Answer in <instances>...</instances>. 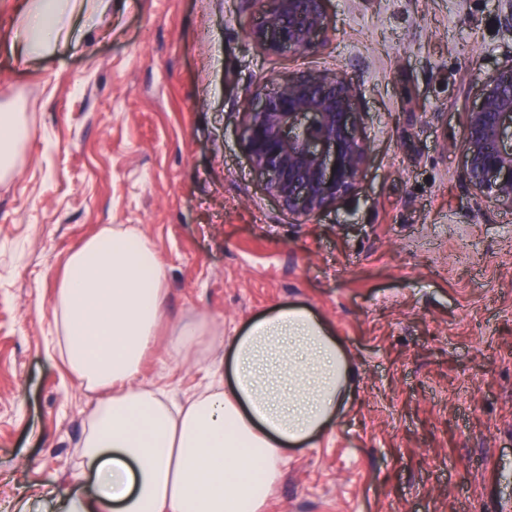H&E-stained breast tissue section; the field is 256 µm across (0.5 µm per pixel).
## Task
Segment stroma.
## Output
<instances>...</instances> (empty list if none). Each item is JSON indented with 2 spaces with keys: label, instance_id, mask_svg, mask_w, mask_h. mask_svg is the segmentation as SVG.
Masks as SVG:
<instances>
[{
  "label": "stroma",
  "instance_id": "obj_1",
  "mask_svg": "<svg viewBox=\"0 0 512 512\" xmlns=\"http://www.w3.org/2000/svg\"><path fill=\"white\" fill-rule=\"evenodd\" d=\"M24 2L0 0V106L29 122L0 179V512H64L81 487L96 396L49 357L53 278L113 224L167 270L144 383H209V354L164 344L181 320L234 336L293 305L353 362L341 418L287 450L266 512H512V209L474 202L456 147L477 75L512 48L497 0H327L318 45L280 53L248 36L258 0H112L27 63L10 49ZM307 71L357 84L368 163L352 195L294 218L242 112Z\"/></svg>",
  "mask_w": 512,
  "mask_h": 512
}]
</instances>
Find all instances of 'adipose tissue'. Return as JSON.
Wrapping results in <instances>:
<instances>
[{
	"label": "adipose tissue",
	"instance_id": "adipose-tissue-1",
	"mask_svg": "<svg viewBox=\"0 0 512 512\" xmlns=\"http://www.w3.org/2000/svg\"><path fill=\"white\" fill-rule=\"evenodd\" d=\"M111 0H28L14 35L39 56L76 39L73 14L101 16ZM29 133L23 113H0V174ZM167 273L134 228L105 227L69 252L52 300L57 353L97 393L81 443L94 491L67 512H265L285 452L325 434L355 371L330 328L288 307L224 338L190 318L169 340L179 357L206 344L222 386L177 405L139 384L156 343Z\"/></svg>",
	"mask_w": 512,
	"mask_h": 512
}]
</instances>
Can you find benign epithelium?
<instances>
[{"mask_svg": "<svg viewBox=\"0 0 512 512\" xmlns=\"http://www.w3.org/2000/svg\"><path fill=\"white\" fill-rule=\"evenodd\" d=\"M328 28L325 0H264L249 33L278 52L315 47ZM457 147L461 179L478 200L512 208V50L476 82ZM243 112V144L265 189L296 217L320 213L349 196L368 160L356 84L343 75L303 72L257 89Z\"/></svg>", "mask_w": 512, "mask_h": 512, "instance_id": "7a95c632", "label": "benign epithelium"}]
</instances>
